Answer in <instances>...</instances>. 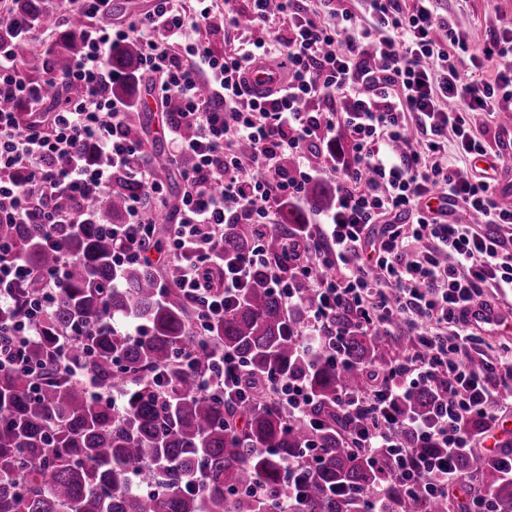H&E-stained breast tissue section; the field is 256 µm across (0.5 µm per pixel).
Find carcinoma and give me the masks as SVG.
<instances>
[{"label":"carcinoma","instance_id":"obj_1","mask_svg":"<svg viewBox=\"0 0 512 512\" xmlns=\"http://www.w3.org/2000/svg\"><path fill=\"white\" fill-rule=\"evenodd\" d=\"M83 16H73L43 62L25 45L15 47L29 64L27 77L44 81L46 70L63 72L80 49ZM141 49L135 40L107 51L111 70L125 77L112 94L128 97L137 83ZM135 186L118 178L106 193L89 201L94 223L76 224L46 245L42 224H0V240L33 274L0 308V331L7 332L27 313L43 290L41 273L65 262L55 285V300L40 318L28 364L33 380L20 372L0 371V512H281L286 482L282 462L320 449L307 472L306 492L292 512H366L365 497L385 484L386 472L353 450L354 423L336 403L346 391L369 386L368 369L386 362L382 339L355 332L347 337L352 367L323 365L301 350L297 319L268 283L269 270L288 272L292 240L308 214L290 202L279 221L260 233L251 224L224 228V254L250 251L262 240L266 263L253 273L250 288L224 318L210 327L209 340L243 357L248 376L269 373L303 379L316 398L315 430L290 423L268 396L237 406L224 397L194 391L197 376L211 371L199 349L195 310L178 288V268L169 266V288L159 290L160 274L147 261L116 268L105 224L124 220V202ZM308 200L328 210L335 189L315 183ZM136 320L147 326L141 336L98 324ZM84 328L68 362L47 356L52 342ZM86 372L104 393L124 396L127 409L112 410L102 397L90 396L70 368ZM441 387L419 391L399 404L408 415H424ZM463 473L476 475L490 492L495 512H512V482L494 463L473 453L460 456ZM203 475L199 490L187 483ZM394 512H456L451 497L402 498L389 487Z\"/></svg>","mask_w":512,"mask_h":512}]
</instances>
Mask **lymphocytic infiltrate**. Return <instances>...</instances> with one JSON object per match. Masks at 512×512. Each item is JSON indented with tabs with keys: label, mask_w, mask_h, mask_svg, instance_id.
<instances>
[{
	"label": "lymphocytic infiltrate",
	"mask_w": 512,
	"mask_h": 512,
	"mask_svg": "<svg viewBox=\"0 0 512 512\" xmlns=\"http://www.w3.org/2000/svg\"><path fill=\"white\" fill-rule=\"evenodd\" d=\"M248 2L242 12L225 0L220 53L188 41L190 20L177 0H159L153 12L126 24L85 26L80 52L52 77L73 94L47 112L43 85L25 77L14 50L33 42L38 20L18 13L17 0H0V16L12 18L8 38L0 39V99L24 103L30 117L25 125L17 112L0 108V224H45L57 232L92 223L90 198L120 174L137 190L126 201L124 223L109 227L112 262L146 260L156 234L151 204L163 185L126 133L127 107L112 94L117 76L106 56L112 44L137 38L142 70L161 76L158 98L181 103L180 122L167 127L172 155L194 159L181 173L180 217L162 252L181 259L177 286L205 336L265 262L259 245L225 257V225L274 223L283 203L304 198L317 171L315 145L342 137L349 152L324 156L336 176V209L308 225V259L273 272L269 285L289 316L302 318V349L327 364L349 368L344 338L356 330L410 338V350L377 369L375 387L339 406L358 424L368 462L390 466L404 495H447L466 484L456 456L473 439L467 421L497 422L512 391V347L494 364L474 367L478 347L467 319L470 308L489 306L486 289L512 294V207L499 204L496 178L471 168L490 151L472 131L475 117L512 112V28L487 27L474 53L470 31L437 0H365L357 13L319 11L301 0H277L273 13L270 0ZM279 18L285 30L275 29ZM247 29L268 36L241 40ZM179 45L184 55L175 54ZM261 60L286 73L282 88L266 95L245 77ZM467 62L484 78L465 79ZM319 98L344 107L308 109ZM186 126L192 136L183 134ZM406 138L409 149L398 151ZM243 143L250 154L240 152ZM81 146L97 162H79ZM435 194L444 207H423ZM217 267L222 287L206 292ZM296 279L309 282L313 303L293 288ZM38 333L32 318L0 337V369H26ZM208 353L215 371L198 380L197 390L237 403L253 398L244 361L214 347ZM435 382L442 393L429 416L399 413V402ZM265 387L289 420L311 421L315 397L304 381L271 375Z\"/></svg>",
	"instance_id": "obj_1"
}]
</instances>
